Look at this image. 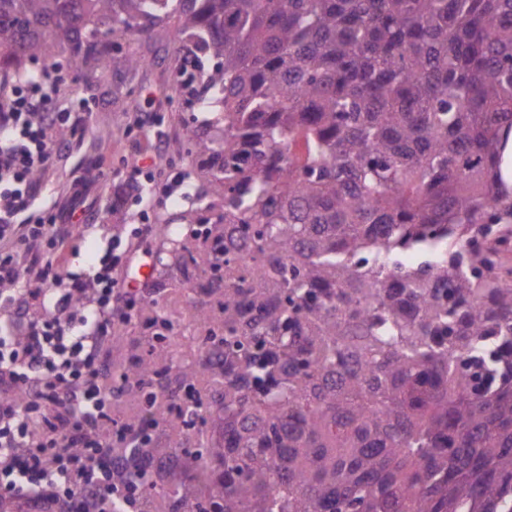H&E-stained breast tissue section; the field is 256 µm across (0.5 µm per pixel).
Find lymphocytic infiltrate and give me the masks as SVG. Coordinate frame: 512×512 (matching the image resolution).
Listing matches in <instances>:
<instances>
[{"label":"lymphocytic infiltrate","instance_id":"1","mask_svg":"<svg viewBox=\"0 0 512 512\" xmlns=\"http://www.w3.org/2000/svg\"><path fill=\"white\" fill-rule=\"evenodd\" d=\"M88 106L58 70L0 81V497L39 512H143V459L112 445L141 429L114 419L100 342L142 291L109 245L88 276L61 274L64 213L45 211L41 180L82 137Z\"/></svg>","mask_w":512,"mask_h":512}]
</instances>
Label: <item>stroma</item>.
<instances>
[{
  "label": "stroma",
  "mask_w": 512,
  "mask_h": 512,
  "mask_svg": "<svg viewBox=\"0 0 512 512\" xmlns=\"http://www.w3.org/2000/svg\"><path fill=\"white\" fill-rule=\"evenodd\" d=\"M137 52L147 59L145 67L130 74L119 68L104 72L98 83L88 84L85 77L69 72L68 91L86 100L92 112L85 127L84 141H71L70 153L58 162L52 176L48 199H66L71 185L84 179L87 167H96L100 177L90 183L88 191L78 202L86 213L89 231L71 233L61 256L63 271L82 274L92 262L94 251L107 243L121 242L131 246V263H153L157 248V234L161 217L175 218L182 209L172 207L170 199L162 195L164 175L183 173L189 185L196 186L201 177L187 158V147L192 130L208 120L206 112L186 102V95L177 78L182 52L171 35L161 34L153 39L133 41L114 49L115 57ZM123 85L127 91L122 102H115L111 87ZM141 112H158L163 116L160 127L147 131L133 127L132 119ZM155 158L154 177L150 183L160 196L153 207L143 208L138 200H130V219L112 216L104 209V200L110 190V180L127 172L138 156ZM146 213L149 233L137 237L139 213ZM197 281L168 288L160 300L164 311L175 313L174 335L199 334L191 303L196 295Z\"/></svg>",
  "instance_id": "35a3bbf8"
}]
</instances>
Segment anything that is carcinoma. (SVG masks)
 <instances>
[{
    "mask_svg": "<svg viewBox=\"0 0 512 512\" xmlns=\"http://www.w3.org/2000/svg\"><path fill=\"white\" fill-rule=\"evenodd\" d=\"M168 28L224 212L117 315L211 272L192 358L112 366L144 512H512V0H0V70ZM500 175L502 188L506 191H512V132L504 135L501 148Z\"/></svg>",
    "mask_w": 512,
    "mask_h": 512,
    "instance_id": "1",
    "label": "carcinoma"
}]
</instances>
